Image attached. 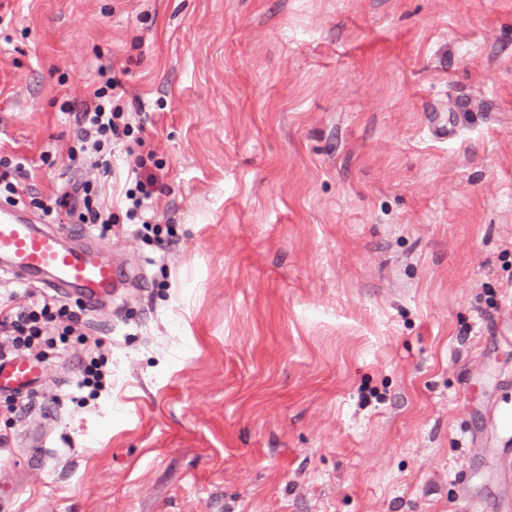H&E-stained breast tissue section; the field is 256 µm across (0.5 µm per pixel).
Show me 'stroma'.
<instances>
[{
    "label": "stroma",
    "instance_id": "stroma-1",
    "mask_svg": "<svg viewBox=\"0 0 512 512\" xmlns=\"http://www.w3.org/2000/svg\"><path fill=\"white\" fill-rule=\"evenodd\" d=\"M107 70L176 237L116 210L131 284L46 290L83 322L0 393V512H512V0H0L41 196L124 191L76 137ZM100 367L95 359H91L90 364L83 369L82 378L78 383L79 388L89 389L90 397L97 396L98 392L104 387L103 378L107 375L103 374Z\"/></svg>",
    "mask_w": 512,
    "mask_h": 512
}]
</instances>
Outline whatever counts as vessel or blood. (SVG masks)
<instances>
[{
  "mask_svg": "<svg viewBox=\"0 0 512 512\" xmlns=\"http://www.w3.org/2000/svg\"><path fill=\"white\" fill-rule=\"evenodd\" d=\"M0 257L16 281L60 293L78 289L90 310L111 295L118 282L111 260L89 248L64 245L59 230L9 202L0 203ZM35 380L36 369L27 361L0 360V389L22 393Z\"/></svg>",
  "mask_w": 512,
  "mask_h": 512,
  "instance_id": "obj_1",
  "label": "vessel or blood"
}]
</instances>
